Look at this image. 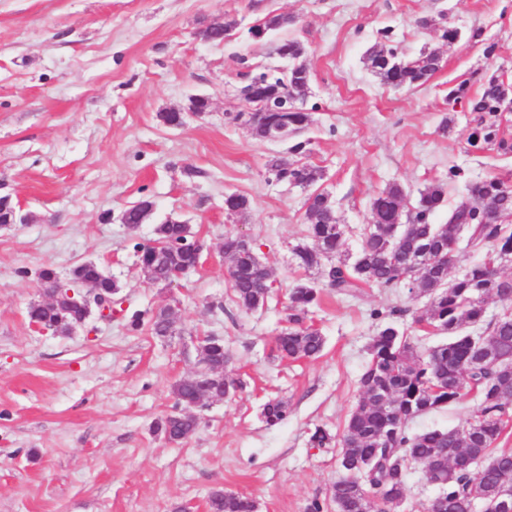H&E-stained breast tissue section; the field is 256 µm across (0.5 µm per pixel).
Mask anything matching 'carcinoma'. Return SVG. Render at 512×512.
Here are the masks:
<instances>
[{"label":"carcinoma","instance_id":"cac0c4a2","mask_svg":"<svg viewBox=\"0 0 512 512\" xmlns=\"http://www.w3.org/2000/svg\"><path fill=\"white\" fill-rule=\"evenodd\" d=\"M291 18L269 15L259 25L264 34L288 25ZM232 28L231 22L213 20L199 31L211 42H221ZM288 50L292 61L300 60L305 46L297 39H283L276 50ZM365 61L382 84L394 88L418 87L438 70L440 56L424 51L406 59L393 45V31H378L377 42L365 53ZM275 96L274 106L286 112H259L250 122L255 138L272 135L293 139L291 158L276 159L272 175L304 189L314 186L323 171L307 161L310 141L298 136L311 122L308 112L294 110V101L308 86L306 67H290L288 82L265 74L248 78L241 94L256 101L258 85ZM465 102L475 114L468 142L484 144L498 154L512 155V139L499 136L504 115L512 112V81L492 74L484 78L480 90L467 93V83L448 94V102ZM408 193L391 183L370 203L371 221L360 230L361 243L351 257L342 254L344 230L337 223L329 196L312 192L307 198L305 216L307 240L293 248L297 267L321 269V276L336 293L354 295L367 285L384 289L406 288L414 297L428 298L422 315L413 322L427 323L448 341L424 352L415 346L395 316L407 310L394 308L392 319L383 323L369 346L370 359L359 380V400L342 432L334 435L315 427L310 440L315 448L337 449L342 474L331 486L329 502L313 500L307 512H324L334 505L336 512H384L388 504L405 498L411 470L422 465L438 480L436 499L441 512H479L504 485L512 486V451L497 448L503 427L512 416V183L490 177L467 185V199L448 209V221L433 223L434 214L447 201L448 184L434 183L419 191L411 208H406ZM248 199L237 193L224 198V211L242 215ZM153 202L143 198L123 210L125 222L143 224L151 216ZM24 219L8 197H0V226ZM190 234L184 223L167 220L155 227L153 244H137L140 266L152 272L155 280L168 279L174 268H192L197 257L188 248L175 253L164 249ZM484 252V258L463 273L448 278L457 250L455 246ZM224 257L231 263L232 300L246 310L264 307L272 290L271 272L259 261L253 243L240 235L224 236ZM38 278L45 285L50 302H37L27 311L29 323L67 334L83 316L76 299L55 292L54 269L44 267ZM71 280L87 283L102 293L117 294L118 282L109 278L94 263L73 267ZM317 283L299 278L288 288L286 326L276 337L278 357L298 360L319 356L325 339L309 323L311 309L319 302ZM497 299L506 303L498 317L487 315V303ZM132 332L145 331L157 338L170 335L173 328L164 310L136 311L127 321ZM204 363L208 372L176 381L172 394L181 412L158 419L153 431L181 444L197 430L198 418L191 409L203 390L231 396L243 388L238 377L226 372L230 357L224 341L209 337ZM476 391L478 403L473 415L456 429H428L412 435L406 432L410 419L454 406ZM261 417L276 426L288 417V402L270 399L261 407ZM208 512H257L255 500L243 494L213 490L208 497Z\"/></svg>","mask_w":512,"mask_h":512}]
</instances>
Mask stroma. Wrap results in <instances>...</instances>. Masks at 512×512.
<instances>
[{
	"label": "stroma",
	"mask_w": 512,
	"mask_h": 512,
	"mask_svg": "<svg viewBox=\"0 0 512 512\" xmlns=\"http://www.w3.org/2000/svg\"><path fill=\"white\" fill-rule=\"evenodd\" d=\"M271 14L291 23L280 36L301 41L309 71L301 102L310 160L324 173L344 224L345 252H355L371 219L370 201L397 182L416 201L447 181L450 206L466 185L512 171V157L472 148L473 116L449 111L448 91L481 77L512 79V0H0V196L26 224L0 228V512H207L221 488L257 501L259 512H306L327 500L340 475L336 451L314 448L315 427L342 431L359 400L368 346L392 308L423 312L407 289L365 288L343 297L323 289L312 314L325 338L315 359L282 360L275 338L284 325L295 277L292 249L306 239V189L275 182L273 160L288 143L253 137L236 117L243 65L276 74L278 36L253 40L252 26ZM446 19L460 37L447 44L425 20ZM234 21L223 42L198 31ZM389 27L401 54L437 51L441 66L423 86L383 85L364 56ZM482 28L498 54L486 59L470 39ZM209 101L208 114L180 127L165 112ZM453 116L450 134L439 126ZM247 197L245 216L224 211V196ZM150 198V220L130 229L119 213ZM176 218L206 246L203 264L179 286L144 277L134 244ZM228 233L248 237L276 288L264 308L231 300ZM102 265L121 286L122 315L89 320L67 335L36 331L27 309L43 301L46 266L67 276L77 264ZM173 306L177 333L161 340L129 332L136 310ZM217 336L244 387L196 407V433L180 445L153 432L174 409L172 384L197 368L200 337ZM289 403L288 419L267 426V398ZM474 395L447 410L408 420L416 433L462 426Z\"/></svg>",
	"instance_id": "stroma-1"
}]
</instances>
